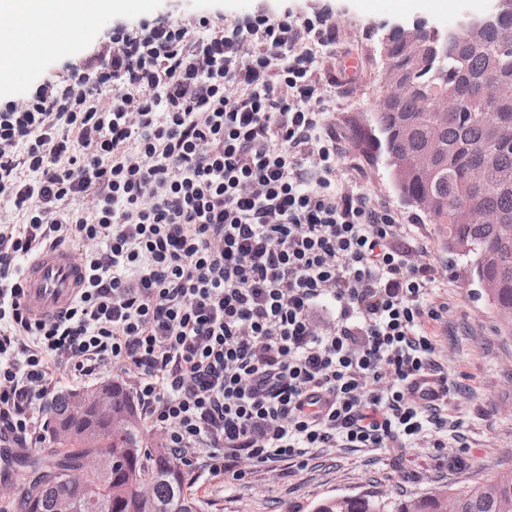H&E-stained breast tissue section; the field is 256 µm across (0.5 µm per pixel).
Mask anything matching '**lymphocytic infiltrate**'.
<instances>
[{
    "mask_svg": "<svg viewBox=\"0 0 512 512\" xmlns=\"http://www.w3.org/2000/svg\"><path fill=\"white\" fill-rule=\"evenodd\" d=\"M335 43L323 13L145 19L0 100V443H40L65 364L119 367L165 448L217 478L446 448L457 384L428 326L448 305L398 217L336 187L348 137L315 66ZM48 246L85 280L35 320L21 261Z\"/></svg>",
    "mask_w": 512,
    "mask_h": 512,
    "instance_id": "1",
    "label": "lymphocytic infiltrate"
}]
</instances>
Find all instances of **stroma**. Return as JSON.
<instances>
[{
    "label": "stroma",
    "instance_id": "obj_1",
    "mask_svg": "<svg viewBox=\"0 0 512 512\" xmlns=\"http://www.w3.org/2000/svg\"><path fill=\"white\" fill-rule=\"evenodd\" d=\"M489 0H326L336 22V47L318 59L322 74L354 60L342 86L327 90L329 117L350 134L345 155L336 163L339 176L355 166L363 174L357 189L385 203L409 224L412 235L426 245L436 267L433 299H447L448 313L434 324L438 360L459 385L448 406L450 419H461L459 438L447 451L461 455L460 469L437 465L433 449H407L396 458L385 450L328 448L309 453L304 465L287 474L261 471L247 485L219 486L203 465L189 466L190 491L205 512H310L317 500L330 495L373 492L389 497H414L431 491L481 482L496 471L512 467V338L496 331L497 317L477 286L468 284L462 265H449L434 224L403 203L388 169L370 161L358 148L360 134L369 130L374 99L382 75L379 41L383 27L425 19L447 24L457 8L483 10ZM254 0H96L85 23L88 33L60 49L43 52L32 64L35 72L56 73L69 62L89 56L97 41L114 25L141 19L221 12L232 16L254 9Z\"/></svg>",
    "mask_w": 512,
    "mask_h": 512
}]
</instances>
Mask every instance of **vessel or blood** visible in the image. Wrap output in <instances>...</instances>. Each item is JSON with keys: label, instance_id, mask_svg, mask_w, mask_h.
<instances>
[{"label": "vessel or blood", "instance_id": "b4317fda", "mask_svg": "<svg viewBox=\"0 0 512 512\" xmlns=\"http://www.w3.org/2000/svg\"><path fill=\"white\" fill-rule=\"evenodd\" d=\"M83 268L75 252L58 246L28 262L23 273V304L30 317L43 320L66 308L81 288Z\"/></svg>", "mask_w": 512, "mask_h": 512}]
</instances>
